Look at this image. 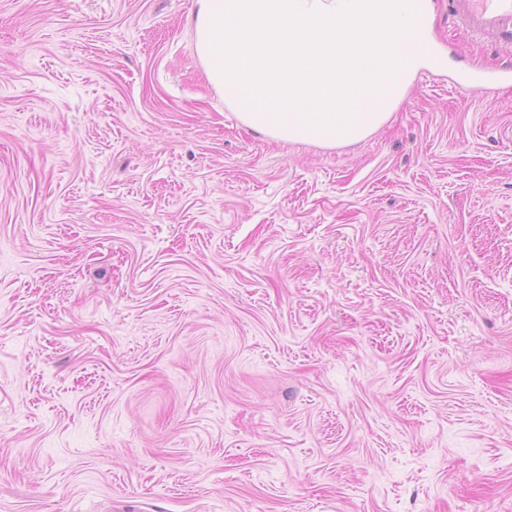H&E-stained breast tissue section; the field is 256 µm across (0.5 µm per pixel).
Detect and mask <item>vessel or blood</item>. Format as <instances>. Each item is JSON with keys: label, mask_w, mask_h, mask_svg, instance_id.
<instances>
[{"label": "vessel or blood", "mask_w": 512, "mask_h": 512, "mask_svg": "<svg viewBox=\"0 0 512 512\" xmlns=\"http://www.w3.org/2000/svg\"><path fill=\"white\" fill-rule=\"evenodd\" d=\"M449 14L475 39L494 38L499 46V63L488 76H463L456 90L463 96H483L488 86L512 79V0H448Z\"/></svg>", "instance_id": "vessel-or-blood-1"}]
</instances>
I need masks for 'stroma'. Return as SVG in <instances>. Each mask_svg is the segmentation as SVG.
<instances>
[{
	"label": "stroma",
	"instance_id": "obj_1",
	"mask_svg": "<svg viewBox=\"0 0 512 512\" xmlns=\"http://www.w3.org/2000/svg\"><path fill=\"white\" fill-rule=\"evenodd\" d=\"M365 139L245 127L195 0H0V512H512V81L431 0Z\"/></svg>",
	"mask_w": 512,
	"mask_h": 512
}]
</instances>
